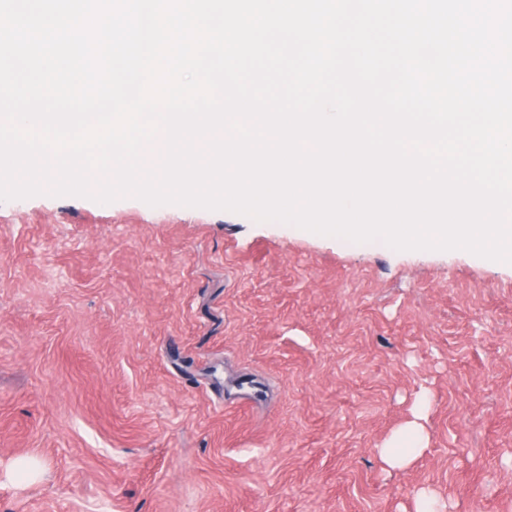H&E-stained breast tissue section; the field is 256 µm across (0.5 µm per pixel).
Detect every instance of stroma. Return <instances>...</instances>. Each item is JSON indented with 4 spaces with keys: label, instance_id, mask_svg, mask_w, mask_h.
<instances>
[{
    "label": "stroma",
    "instance_id": "obj_1",
    "mask_svg": "<svg viewBox=\"0 0 512 512\" xmlns=\"http://www.w3.org/2000/svg\"><path fill=\"white\" fill-rule=\"evenodd\" d=\"M420 406L427 451L387 468ZM424 491L512 512V263L134 197L0 202V512H415Z\"/></svg>",
    "mask_w": 512,
    "mask_h": 512
}]
</instances>
